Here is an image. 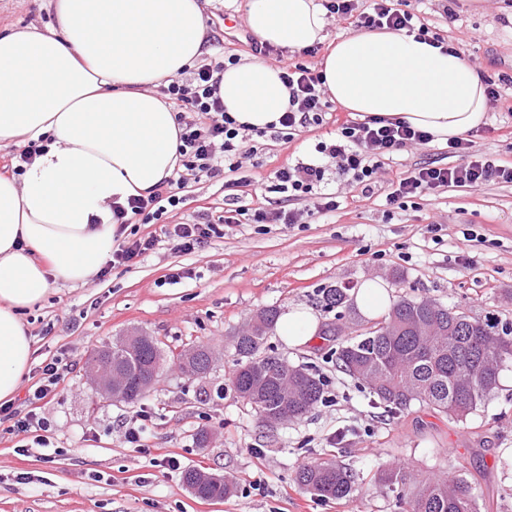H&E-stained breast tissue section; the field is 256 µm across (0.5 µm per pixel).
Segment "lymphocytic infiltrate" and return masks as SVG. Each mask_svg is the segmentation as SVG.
I'll list each match as a JSON object with an SVG mask.
<instances>
[{"instance_id":"1","label":"lymphocytic infiltrate","mask_w":512,"mask_h":512,"mask_svg":"<svg viewBox=\"0 0 512 512\" xmlns=\"http://www.w3.org/2000/svg\"><path fill=\"white\" fill-rule=\"evenodd\" d=\"M329 16L348 23L359 31H403L425 36V28L417 27L415 16L400 8L398 0H371L359 8L358 0H322ZM256 53L278 61L280 78L288 89V108L273 128L274 138L289 140L298 129L322 125L326 120V89L322 74L303 64L291 65L283 60V51L269 43L255 45ZM223 63H204L192 78L172 80L166 95L183 110L178 123L182 128L178 149L179 163L173 177L165 180L154 194L129 198L127 205L113 208L119 225L120 239L108 261L109 266L132 265L149 255L156 247L154 236H128L130 224H155L169 212L184 204L183 190L190 180L206 176L217 178L225 171L242 169L244 159L254 155L241 127L228 115L219 97L218 72ZM431 141L428 133L396 119H347L339 122L333 143H319L317 159L279 168L274 173L272 192L282 194L285 205L258 207L254 211L236 207L225 210L223 223H237L240 216L250 215L255 224H297L303 216L326 215L339 207L335 192L323 189L326 168L323 158L334 160L338 169L349 176L352 185L363 195H370L377 183L379 157L403 148L421 149ZM449 149L461 157L458 165L415 168L399 180L387 200L395 208L430 191L449 187L474 188L488 182L512 183V164L500 163L488 154L474 151L470 139L449 140ZM220 224L211 220H194L166 227L165 233L176 249L193 252L205 248L221 235Z\"/></svg>"}]
</instances>
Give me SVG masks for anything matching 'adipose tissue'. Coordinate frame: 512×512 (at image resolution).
I'll use <instances>...</instances> for the list:
<instances>
[{"label":"adipose tissue","mask_w":512,"mask_h":512,"mask_svg":"<svg viewBox=\"0 0 512 512\" xmlns=\"http://www.w3.org/2000/svg\"><path fill=\"white\" fill-rule=\"evenodd\" d=\"M211 0H50L54 20L0 31V144L43 142L20 176L0 175V403L31 362L22 310L56 283L85 285L112 254V208L151 195L178 163L180 128L158 86L202 55ZM249 30L298 50L323 41L316 0H243ZM331 100L448 142L486 121L480 75L462 53L402 31L342 38L322 62ZM219 94L238 124L263 129L288 107L279 70L251 58L226 66ZM318 321L294 308L277 333L308 343Z\"/></svg>","instance_id":"obj_1"}]
</instances>
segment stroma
Instances as JSON below:
<instances>
[{
	"label": "stroma",
	"mask_w": 512,
	"mask_h": 512,
	"mask_svg": "<svg viewBox=\"0 0 512 512\" xmlns=\"http://www.w3.org/2000/svg\"><path fill=\"white\" fill-rule=\"evenodd\" d=\"M448 0H404L432 36L451 42L466 33L463 50L480 75L512 70V0H458L449 22ZM53 20L48 0H0V29ZM212 45L205 57H251L250 32L236 0H213L207 10ZM506 114L489 109L472 133L475 150L512 163V129ZM326 124L301 130L291 142L256 138L247 164L250 185L234 174L190 182L184 207L169 213L175 224L205 213L222 216L226 202L258 208L275 201L268 187L278 168L314 156L318 142L332 139ZM425 162L459 164L443 143L419 151L401 149L381 157V177L371 197L349 185L336 168L327 177L340 201L336 212L301 224L224 225L202 251L175 250L161 225L141 224L155 235L153 253L131 266L112 267L104 279L84 286L56 284L44 300L23 311L32 341L30 369L15 396L21 405L37 386L44 363L69 365L38 414L49 432L16 433L0 424V512H398L394 494L376 486L379 467L409 463L427 470L459 467L478 478L488 512H512V369L495 396L454 422L413 405L387 421L368 404L362 386L343 374L331 352L335 313L321 309V288L380 279L391 295L407 292L457 306L477 318L512 322V183L430 192L400 210L386 196L392 183ZM472 230L464 241L463 230ZM468 252L472 263L459 256ZM187 271L178 283L171 270ZM303 307L316 316L321 336L289 347L270 333L264 353L306 364L329 382V402L307 417L276 428L264 426L237 398L231 379L238 365L231 346L235 331L261 308ZM138 331L156 337L165 350L209 345L216 363L204 385L167 366L142 404L152 423L140 444L128 443L124 425L135 413L124 404L97 401L84 367L93 350ZM207 432L206 447L195 435ZM25 453H17V446ZM335 455L359 476L353 502H319L293 475L311 459ZM181 467H160L164 456ZM197 466L235 479L236 493L212 502L192 496L183 469ZM27 483H19L20 475Z\"/></svg>",
	"instance_id": "35a3bbf8"
}]
</instances>
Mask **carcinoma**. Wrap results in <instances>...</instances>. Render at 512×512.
<instances>
[{
	"label": "carcinoma",
	"mask_w": 512,
	"mask_h": 512,
	"mask_svg": "<svg viewBox=\"0 0 512 512\" xmlns=\"http://www.w3.org/2000/svg\"><path fill=\"white\" fill-rule=\"evenodd\" d=\"M347 291L337 284L322 289V307L337 311L338 320L345 318ZM278 318L277 307H264L232 340L242 364L233 390L271 428L326 401L325 381L310 366L275 354L259 356ZM192 349L196 354L179 368L197 381L206 377L214 351L206 344ZM333 354L336 366L368 390L370 406L385 416L395 418L418 403L460 422L497 393L502 372L512 364V323L483 321L434 299L402 293L365 331L336 344ZM111 361L125 376L129 405L149 392L145 381L161 375L149 346L130 351L119 342L112 346ZM182 479L201 499L222 500L235 490L226 477L197 468L185 470ZM377 480L396 494L400 512H481L484 501L481 488L461 470L424 476L384 466ZM295 481L325 503L348 501L356 491L352 470L331 459L303 464Z\"/></svg>",
	"instance_id": "obj_1"
}]
</instances>
